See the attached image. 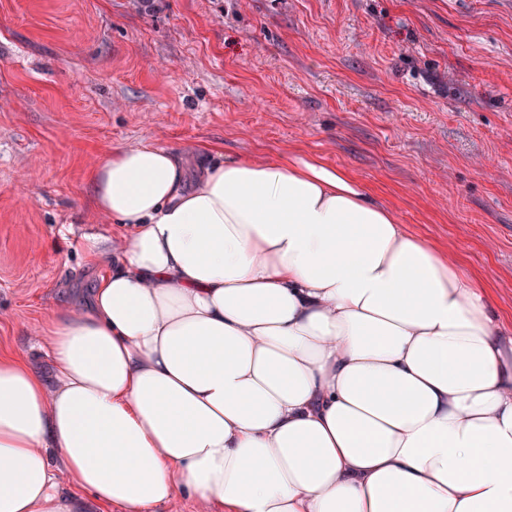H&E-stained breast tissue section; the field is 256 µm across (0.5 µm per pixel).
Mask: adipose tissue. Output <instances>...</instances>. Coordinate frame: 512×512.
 Masks as SVG:
<instances>
[{
	"label": "adipose tissue",
	"instance_id": "obj_1",
	"mask_svg": "<svg viewBox=\"0 0 512 512\" xmlns=\"http://www.w3.org/2000/svg\"><path fill=\"white\" fill-rule=\"evenodd\" d=\"M90 297L0 356V512H512V334L349 171L118 145Z\"/></svg>",
	"mask_w": 512,
	"mask_h": 512
}]
</instances>
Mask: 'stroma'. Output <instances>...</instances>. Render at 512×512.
Wrapping results in <instances>:
<instances>
[{
	"label": "stroma",
	"mask_w": 512,
	"mask_h": 512,
	"mask_svg": "<svg viewBox=\"0 0 512 512\" xmlns=\"http://www.w3.org/2000/svg\"><path fill=\"white\" fill-rule=\"evenodd\" d=\"M142 142L349 170L512 334V0H0V352L48 371L119 235L87 175Z\"/></svg>",
	"instance_id": "stroma-1"
}]
</instances>
